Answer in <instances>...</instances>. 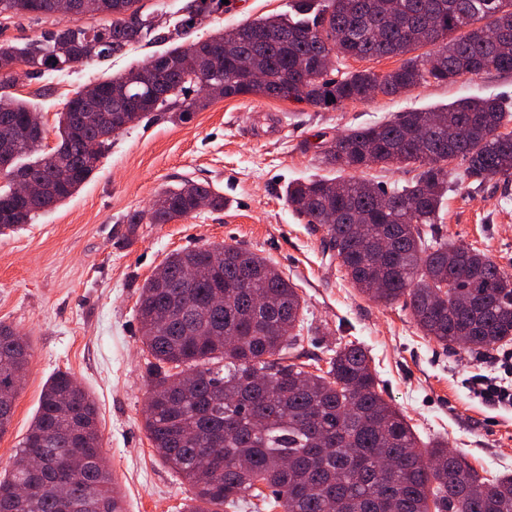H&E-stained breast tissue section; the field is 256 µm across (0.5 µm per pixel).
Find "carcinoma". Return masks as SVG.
Wrapping results in <instances>:
<instances>
[{"mask_svg":"<svg viewBox=\"0 0 512 512\" xmlns=\"http://www.w3.org/2000/svg\"><path fill=\"white\" fill-rule=\"evenodd\" d=\"M54 0H0V16L45 14ZM111 24L57 28L19 47L0 43V87L17 84L15 65L60 71L122 54L152 37L170 42L213 12L222 0H190L183 17L162 31L143 17L140 0H110ZM293 14L246 21L160 56L194 52L198 73L174 70L154 91L141 90L131 111L110 123H81L97 98L75 91L57 113L58 142L17 167L28 150L19 139L0 156V234L27 224L72 197L90 178L112 138L154 112L187 119L216 99L261 96L336 107L378 92L398 96L427 83H452L488 71L512 73V0H291ZM482 23L503 33L500 46L466 28ZM264 38L262 82L238 73L239 56ZM58 46L69 57L54 55ZM422 54L415 51L424 47ZM400 56L394 70L330 77L339 59ZM135 69L98 82L121 91ZM208 85L201 96L191 88ZM38 113L0 97V126L26 134ZM512 106L497 98H462L437 110L400 112L392 120L351 128L319 143L320 162L340 172L288 184V207L308 224L325 225L328 243L350 282L370 299L403 302L423 335L443 347L482 353L512 341V275L471 246L448 243L435 224L454 181H512ZM459 158L464 169L448 170ZM70 167L65 187L51 182L54 164ZM371 165L417 166L411 184L390 192L343 173ZM45 185L31 200L14 195L15 174ZM206 198L224 195L186 179L157 194L148 211L126 223L168 224ZM141 343L149 368L145 430L158 458L184 479L192 496L183 512H224L258 499L271 512H512V476H481L448 443L423 444L404 415L378 391L367 352L351 343L312 373L297 362L303 300L265 257L213 244L173 251L141 287ZM29 359L25 336L0 326V432L10 424ZM102 448L94 402L74 377L59 371L0 478V512H123L105 466L88 457L69 483L61 464L78 449ZM22 482L29 494L14 497Z\"/></svg>","mask_w":512,"mask_h":512,"instance_id":"carcinoma-1","label":"carcinoma"}]
</instances>
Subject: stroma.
<instances>
[{"label":"stroma","mask_w":512,"mask_h":512,"mask_svg":"<svg viewBox=\"0 0 512 512\" xmlns=\"http://www.w3.org/2000/svg\"><path fill=\"white\" fill-rule=\"evenodd\" d=\"M234 3L196 25L190 40L288 10V0ZM107 21L104 14L0 18V43ZM161 50L143 41L123 56L79 64L59 76L38 72L6 93L41 113L52 147L57 114L74 91ZM468 96L512 103V74L465 76L335 108L224 98L189 119L169 112L116 137L71 198L0 235V325L31 345L11 423L0 432V472L10 467L45 383L67 371L96 403L103 451L125 512H180L189 487L155 455L143 425L149 355L137 302L141 286L169 253L224 244L266 257L295 284L304 301L297 349L303 363L312 368L338 347L361 344L383 398L404 413L422 441L445 438L479 474L512 475V410L483 403L465 383L473 372H490V354L446 349L425 338L402 305L384 306L361 294L328 249L325 228L297 218L285 199L289 182L329 176L318 159L319 134L332 137ZM184 179L210 184L227 205L129 228L128 213L148 209L162 188ZM439 229L448 242L478 248L512 273V183L494 178L453 184Z\"/></svg>","instance_id":"obj_1"}]
</instances>
